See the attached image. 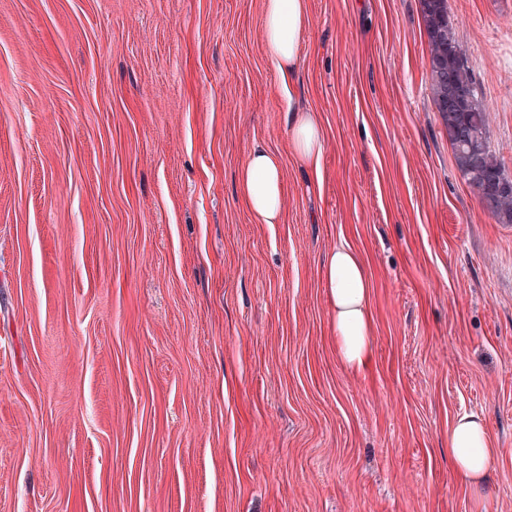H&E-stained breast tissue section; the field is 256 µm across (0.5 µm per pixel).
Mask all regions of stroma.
I'll list each match as a JSON object with an SVG mask.
<instances>
[{"instance_id": "stroma-1", "label": "stroma", "mask_w": 512, "mask_h": 512, "mask_svg": "<svg viewBox=\"0 0 512 512\" xmlns=\"http://www.w3.org/2000/svg\"><path fill=\"white\" fill-rule=\"evenodd\" d=\"M308 7L289 100L261 0H0V512H512V224L453 164L420 0ZM448 13L512 176V0ZM257 143L276 224L236 190ZM343 239L359 370L326 297ZM466 412L498 450L473 488ZM288 134L292 156L302 168L319 170L322 131L313 112H295L288 107ZM237 190L262 223H277L284 204L282 158L265 146L252 147L239 170ZM325 288L334 310L336 354L347 367L359 369L372 350L371 281L364 259L347 241L326 260ZM448 456L464 483L486 480L497 456L483 422L474 415L459 416L448 429Z\"/></svg>"}]
</instances>
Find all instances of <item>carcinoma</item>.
<instances>
[{"label": "carcinoma", "mask_w": 512, "mask_h": 512, "mask_svg": "<svg viewBox=\"0 0 512 512\" xmlns=\"http://www.w3.org/2000/svg\"><path fill=\"white\" fill-rule=\"evenodd\" d=\"M431 40V81L436 111L444 126L455 166L464 181L502 224H512V182L491 150L488 117L482 106L469 66L453 36L448 48L438 42L443 32L453 29L447 0H422Z\"/></svg>", "instance_id": "carcinoma-1"}]
</instances>
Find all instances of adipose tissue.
Returning a JSON list of instances; mask_svg holds the SVG:
<instances>
[{
	"instance_id": "1",
	"label": "adipose tissue",
	"mask_w": 512,
	"mask_h": 512,
	"mask_svg": "<svg viewBox=\"0 0 512 512\" xmlns=\"http://www.w3.org/2000/svg\"><path fill=\"white\" fill-rule=\"evenodd\" d=\"M261 23L267 57L282 88H289L299 63V44L309 23L307 0H263ZM288 134L294 160L319 169L322 131L314 113L289 112ZM237 190L249 209L265 224L280 219L284 204V162L265 146L252 147L239 170ZM325 288L334 310L336 354L347 367L366 365L372 350L371 281L358 250L340 242L325 263ZM448 455L467 484L484 482L497 456L483 422L459 416L448 430Z\"/></svg>"
}]
</instances>
